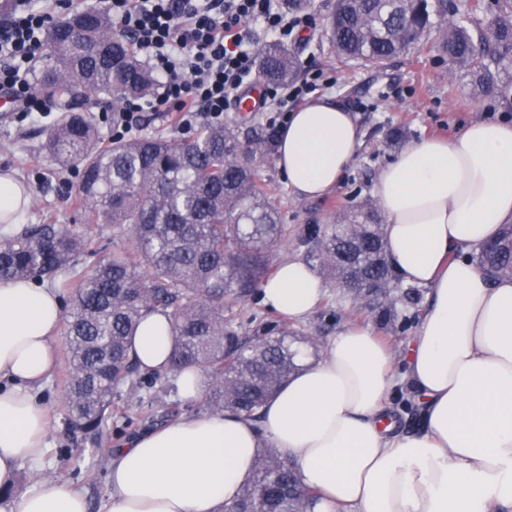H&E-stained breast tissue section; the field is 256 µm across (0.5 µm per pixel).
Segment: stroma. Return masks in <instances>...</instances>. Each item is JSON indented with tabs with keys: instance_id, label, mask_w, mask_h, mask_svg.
Segmentation results:
<instances>
[{
	"instance_id": "1",
	"label": "stroma",
	"mask_w": 512,
	"mask_h": 512,
	"mask_svg": "<svg viewBox=\"0 0 512 512\" xmlns=\"http://www.w3.org/2000/svg\"><path fill=\"white\" fill-rule=\"evenodd\" d=\"M335 0H313L312 14L317 18L316 29L301 33L288 47L297 59L299 69H321L333 80L330 88L319 93L330 96L353 111L363 133V144L346 170L339 186L318 198L297 196L288 186L273 158L262 160L260 178L274 189L279 201L280 219L288 230L273 250L274 262L299 259L318 267L311 242L306 238L309 227L338 224L357 205L372 198L375 183L384 168L400 153L389 145L387 134L403 129L406 143L424 137L452 138L469 122L500 117L512 120V112H500L498 97H478L463 76H452L444 63L435 41L420 44L407 55L379 70L360 63L337 61L326 34L327 18ZM106 94L71 99L59 97L53 101L50 116L20 119L16 113L0 112V173L12 172L28 188L31 207L22 218V225L62 224L87 225L84 211L76 198L80 180L79 166L60 165L43 148L46 131L61 109L73 107L90 111L97 122L100 139L112 135V116L103 113L102 105L111 103ZM325 295L307 320L296 323L301 332L317 336L326 342L329 336L346 324L374 325L384 344L395 355L388 413L398 430H418V406L404 380L406 357L417 322L425 302L404 305L400 316L405 324L398 335H390L387 327L378 323L369 309H355L346 292L335 280L325 279ZM66 364L58 362L50 379L37 393L38 402L50 416L47 448L37 467L23 466L18 480L19 490L32 488L41 479H53L81 489L89 503V512H99L108 492V458L115 443L140 431L163 424L161 414L147 416L136 401H121L101 434H85L72 430L63 406ZM81 453L80 465L69 463L68 457Z\"/></svg>"
}]
</instances>
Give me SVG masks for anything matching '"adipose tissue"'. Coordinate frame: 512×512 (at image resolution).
Here are the masks:
<instances>
[{
	"label": "adipose tissue",
	"mask_w": 512,
	"mask_h": 512,
	"mask_svg": "<svg viewBox=\"0 0 512 512\" xmlns=\"http://www.w3.org/2000/svg\"><path fill=\"white\" fill-rule=\"evenodd\" d=\"M360 144L352 112L323 96L291 112L276 165L296 194L317 197L339 185ZM374 196L393 277L429 290L405 374L421 430L382 427L392 355L371 328L345 327L319 358L300 356L259 421L190 415L126 441L100 512H217L267 445L318 493L316 512H512V278H489L467 256L512 223V122L477 120L452 139L408 145ZM323 295L300 260L260 287L269 311L298 322ZM62 316L58 286L0 281V487L12 492L0 512H88L81 490L55 481L17 489L21 466L44 454L48 415L35 395L52 374ZM173 343L156 311L130 346L142 370L164 373Z\"/></svg>",
	"instance_id": "adipose-tissue-1"
}]
</instances>
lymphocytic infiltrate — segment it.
Masks as SVG:
<instances>
[{
    "mask_svg": "<svg viewBox=\"0 0 512 512\" xmlns=\"http://www.w3.org/2000/svg\"><path fill=\"white\" fill-rule=\"evenodd\" d=\"M70 0H13L10 19L0 27V93L10 95L19 114L51 110L52 102L31 86L32 65L46 49L45 33L57 9ZM117 29L132 39L158 85L155 96L127 102L116 131L129 135L144 113H175L188 126L199 114L218 120L235 103L256 67L250 26L288 43L314 29L308 12H288L276 0H103ZM320 72L263 90L261 107L273 113L269 126L279 136L292 106L319 87Z\"/></svg>",
    "mask_w": 512,
    "mask_h": 512,
    "instance_id": "f902f5d3",
    "label": "lymphocytic infiltrate"
}]
</instances>
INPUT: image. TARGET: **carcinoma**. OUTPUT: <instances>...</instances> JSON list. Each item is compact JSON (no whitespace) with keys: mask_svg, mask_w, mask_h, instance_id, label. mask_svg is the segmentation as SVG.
<instances>
[{"mask_svg":"<svg viewBox=\"0 0 512 512\" xmlns=\"http://www.w3.org/2000/svg\"><path fill=\"white\" fill-rule=\"evenodd\" d=\"M484 25L471 14L481 0H336L328 19L338 59L384 68L432 32L449 72L469 78L483 97L498 93L495 76L512 83V0ZM36 85L49 97L105 93L113 120L123 103L153 93L154 81L111 17L88 5L53 24ZM298 63L271 43L259 52L258 74L286 83ZM98 131L87 112L67 111L53 124L45 151L60 166H81L77 200L100 229L127 233V249L103 256L79 278L67 323L64 402L74 428L100 433L125 393L151 409L163 375L140 368L129 338L151 311L168 313L174 329L170 373L197 366L211 411L235 410L260 418L264 401L297 369L311 338L283 325L242 331L224 318L230 303L252 295L270 269V253L287 235L279 203L257 177L256 164L272 138L250 134L237 122L213 121L188 138H115L95 150ZM326 273L348 288L355 304L377 300L379 319L397 318L395 282L386 262L380 224L360 205L341 224L311 229ZM504 224L487 250L473 259L492 278L512 277V249ZM82 228L37 224L0 243V280L52 281L90 250ZM375 283L370 292L365 285ZM317 495L275 448L260 449L252 479L221 512H314Z\"/></svg>","mask_w":512,"mask_h":512,"instance_id":"cac0c4a2","label":"carcinoma"}]
</instances>
